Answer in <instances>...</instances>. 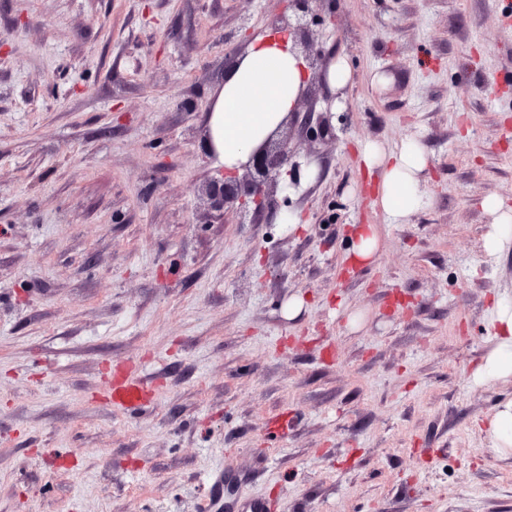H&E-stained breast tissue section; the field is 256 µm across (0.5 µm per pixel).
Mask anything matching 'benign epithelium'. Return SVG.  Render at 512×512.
I'll list each match as a JSON object with an SVG mask.
<instances>
[{
  "label": "benign epithelium",
  "mask_w": 512,
  "mask_h": 512,
  "mask_svg": "<svg viewBox=\"0 0 512 512\" xmlns=\"http://www.w3.org/2000/svg\"><path fill=\"white\" fill-rule=\"evenodd\" d=\"M288 12L280 13L275 28L292 36L293 45L302 57L308 73L306 88L299 101H308L305 109L295 107L284 123L286 132L275 134L260 145L241 170L224 172L220 179L207 182L202 188L208 214L225 217L229 214L241 224H269L281 207L278 197L289 199L290 191L301 184L300 166L291 162L290 130L296 129L304 139H324L330 128V109L316 110L319 92L326 83L331 57L313 49L312 26L319 16L323 0H287Z\"/></svg>",
  "instance_id": "benign-epithelium-1"
}]
</instances>
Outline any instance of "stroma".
Segmentation results:
<instances>
[{
  "label": "stroma",
  "instance_id": "stroma-1",
  "mask_svg": "<svg viewBox=\"0 0 512 512\" xmlns=\"http://www.w3.org/2000/svg\"><path fill=\"white\" fill-rule=\"evenodd\" d=\"M284 7L0 0V512H201L219 472L221 512H512L477 428L512 381L469 377L512 295V238L483 248L484 200L512 208V0H324L314 44L352 78L290 141L304 224L201 222L211 93ZM408 138L427 195L393 224L356 145ZM349 224L379 225L374 266L344 271ZM131 370L134 413L107 395Z\"/></svg>",
  "mask_w": 512,
  "mask_h": 512
}]
</instances>
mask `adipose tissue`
<instances>
[{
	"label": "adipose tissue",
	"instance_id": "obj_1",
	"mask_svg": "<svg viewBox=\"0 0 512 512\" xmlns=\"http://www.w3.org/2000/svg\"><path fill=\"white\" fill-rule=\"evenodd\" d=\"M291 45L290 37L276 29L255 35L213 91L205 116L206 145L225 169L245 164L297 105L307 73ZM358 154L374 187L373 203L392 223H402L423 206L428 159L418 141L405 140L393 150L366 141ZM486 332L489 347L472 378L512 381V299L493 298ZM481 428L497 453L512 457V399L499 403Z\"/></svg>",
	"mask_w": 512,
	"mask_h": 512
}]
</instances>
